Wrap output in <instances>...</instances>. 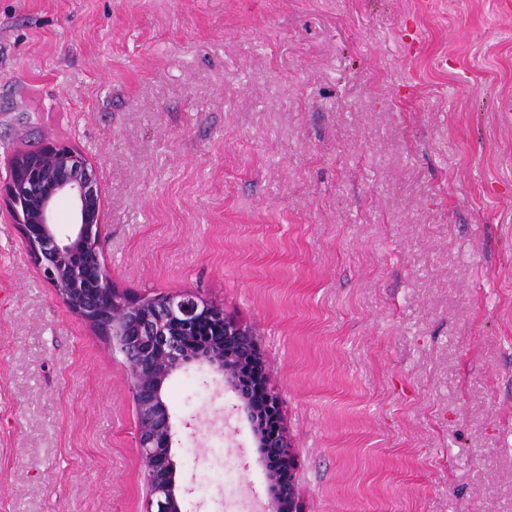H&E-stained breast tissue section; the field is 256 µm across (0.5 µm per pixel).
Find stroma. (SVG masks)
<instances>
[{"instance_id":"35a3bbf8","label":"stroma","mask_w":512,"mask_h":512,"mask_svg":"<svg viewBox=\"0 0 512 512\" xmlns=\"http://www.w3.org/2000/svg\"><path fill=\"white\" fill-rule=\"evenodd\" d=\"M47 144L130 298L255 332L299 512H512V0H0V177ZM166 402L182 512H264L219 376ZM137 430L0 203V512H145Z\"/></svg>"}]
</instances>
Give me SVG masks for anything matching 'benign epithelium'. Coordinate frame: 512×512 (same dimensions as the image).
<instances>
[{
    "mask_svg": "<svg viewBox=\"0 0 512 512\" xmlns=\"http://www.w3.org/2000/svg\"><path fill=\"white\" fill-rule=\"evenodd\" d=\"M0 198L22 226L26 249L56 296L79 319L105 336L121 352L138 410V447L147 474L150 497L146 512H181L176 463L171 454L174 429L165 387L187 365L208 366L224 378L246 416L271 406L278 397L264 373L255 389L245 390L240 370L253 364L259 345L252 329L224 316L223 309L202 302L187 291L131 301L112 279L103 260L104 213L97 175L85 156L67 145L19 150L0 183ZM72 207V229L60 234L59 200ZM219 319L220 336L194 340L197 324ZM259 459L268 483L267 512L296 509L295 457L287 427L277 434L254 430Z\"/></svg>",
    "mask_w": 512,
    "mask_h": 512,
    "instance_id": "obj_1",
    "label": "benign epithelium"
}]
</instances>
